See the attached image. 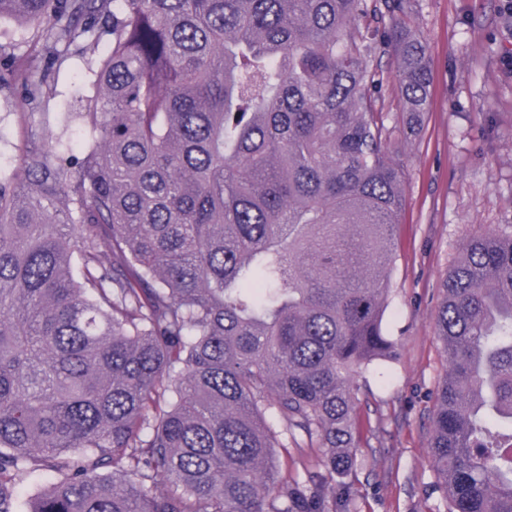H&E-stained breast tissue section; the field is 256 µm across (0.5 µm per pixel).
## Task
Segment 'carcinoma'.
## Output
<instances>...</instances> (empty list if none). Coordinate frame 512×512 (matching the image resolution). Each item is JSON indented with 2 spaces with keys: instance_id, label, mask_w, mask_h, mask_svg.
<instances>
[{
  "instance_id": "cac0c4a2",
  "label": "carcinoma",
  "mask_w": 512,
  "mask_h": 512,
  "mask_svg": "<svg viewBox=\"0 0 512 512\" xmlns=\"http://www.w3.org/2000/svg\"><path fill=\"white\" fill-rule=\"evenodd\" d=\"M407 11L0 0L55 59L112 25L77 113L94 139L34 143L0 178V512H357L336 499L357 377L396 353L386 49L410 123L429 105ZM34 61L12 76L46 107ZM436 326L428 448L447 512H512V232L468 242ZM285 439L318 469L281 477ZM39 470L53 479L19 503Z\"/></svg>"
}]
</instances>
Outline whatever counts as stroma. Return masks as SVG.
Masks as SVG:
<instances>
[{
    "label": "stroma",
    "instance_id": "35a3bbf8",
    "mask_svg": "<svg viewBox=\"0 0 512 512\" xmlns=\"http://www.w3.org/2000/svg\"><path fill=\"white\" fill-rule=\"evenodd\" d=\"M409 27L427 45L431 110L407 134L391 55L382 66L384 110L403 168L405 206L397 228L384 332L394 361L360 377L357 466L344 481L358 512H444L429 458L435 394L448 363L436 335L442 281L466 243L512 227V0H410ZM35 28L0 19V168L44 136L59 149L91 140L75 119L94 93L91 70L111 45L80 42L47 68V114L24 105L8 81L12 59L28 53Z\"/></svg>",
    "mask_w": 512,
    "mask_h": 512
}]
</instances>
